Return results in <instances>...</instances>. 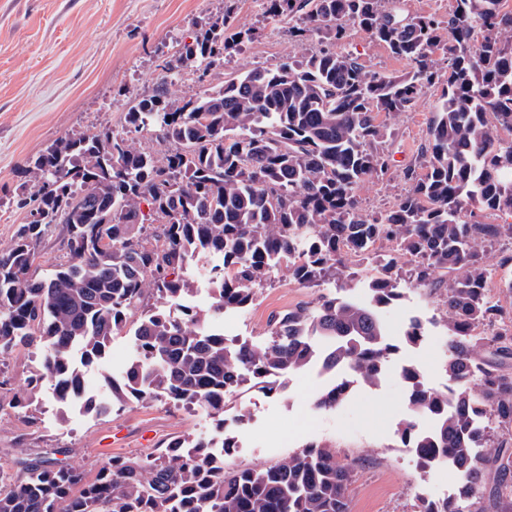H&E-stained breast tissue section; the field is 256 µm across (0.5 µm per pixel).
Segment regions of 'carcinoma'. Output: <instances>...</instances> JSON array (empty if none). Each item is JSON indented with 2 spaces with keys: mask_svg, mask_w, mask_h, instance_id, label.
Instances as JSON below:
<instances>
[{
  "mask_svg": "<svg viewBox=\"0 0 512 512\" xmlns=\"http://www.w3.org/2000/svg\"><path fill=\"white\" fill-rule=\"evenodd\" d=\"M506 0H454L448 21L403 14L385 0H267L298 45L326 30L338 44L352 27L405 60L410 70H366L345 51L319 50L274 69H252L181 100L169 86L186 69L205 77L224 55L252 37L230 14L209 25L167 63V75L125 113L126 131L67 136L29 159L22 174L34 191L15 240L0 249V357L39 349L23 396L31 411L46 387L68 404L83 387V368L106 357L115 331L143 309L138 354L121 380L103 375L108 397L86 410L112 414L126 401L165 398L192 405L224 427L225 398L251 376L268 390L322 359L375 385L396 347L382 308L402 287L444 288L448 330L446 390L427 386L409 364L402 441L422 450L426 467L448 455L459 475L455 496L423 501L418 512H512V444H487L482 419L512 425V373L490 366L475 333L497 316L486 293L487 248L512 244V222L479 224L478 212L512 217V10ZM448 59L442 78L433 55ZM419 167L393 206L366 213L362 183L393 175L381 149L391 135L380 114L410 109L441 80ZM152 132L164 151L136 146ZM150 206L147 223L142 203ZM66 261L42 270L37 247L57 226ZM220 260L204 309L185 303L179 271L198 256ZM383 271L365 304L322 295L268 320L263 346L228 342L215 324L250 306L256 290L284 265L301 287L336 278L351 257ZM154 292L162 305L144 309ZM330 342L321 354L313 337ZM493 355L512 358V334L491 339ZM341 379L315 402L333 408L352 389ZM421 417L437 420L427 434ZM209 439L176 441L146 458L112 457L95 476L45 452L19 449L0 467V512H348L354 466L325 447L307 446L264 467L228 466L210 456Z\"/></svg>",
  "mask_w": 512,
  "mask_h": 512,
  "instance_id": "1",
  "label": "carcinoma"
}]
</instances>
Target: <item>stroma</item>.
Masks as SVG:
<instances>
[{
  "label": "stroma",
  "instance_id": "obj_1",
  "mask_svg": "<svg viewBox=\"0 0 512 512\" xmlns=\"http://www.w3.org/2000/svg\"><path fill=\"white\" fill-rule=\"evenodd\" d=\"M227 13L254 37L216 67L220 79L254 68L273 69L294 55L288 22L268 17L266 0H0V249L10 245L25 217L16 203L27 159L71 134L121 132L133 99L162 79L166 62L181 47ZM339 45L369 70L399 74L407 68L359 29H350ZM339 45L325 34L307 43L311 50ZM442 90L435 85L391 120L383 148L397 167L417 164ZM317 295V289L297 286L287 269H280L257 289L251 306L225 316L224 333L264 345L271 314L312 305ZM382 318L393 339H401L413 319L423 323L425 336L417 346L401 347L377 385L357 383L333 410L314 407L316 396L336 377L317 363L274 393L253 380L238 388L228 410L246 409L250 420L227 424L225 431L236 446L226 463L272 465L308 445L334 449L338 459L355 465L348 512H415L421 500L454 495L458 482L452 470L421 467L399 433L408 396L403 365L420 364L430 387L448 384L444 296L438 290L406 289ZM37 362L36 350H15L0 364V395L22 394ZM212 427L205 412L167 400L129 403L104 419L68 409L53 420L38 417L33 426L6 407L0 409V463H10L22 447L33 452L63 448L68 461L92 477L110 457L145 455L211 433Z\"/></svg>",
  "mask_w": 512,
  "mask_h": 512
}]
</instances>
